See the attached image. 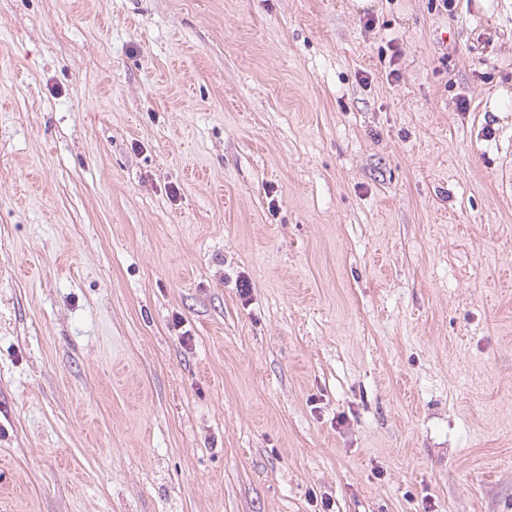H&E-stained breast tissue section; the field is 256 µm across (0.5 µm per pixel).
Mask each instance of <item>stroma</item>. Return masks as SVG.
<instances>
[{"label": "stroma", "instance_id": "stroma-1", "mask_svg": "<svg viewBox=\"0 0 512 512\" xmlns=\"http://www.w3.org/2000/svg\"><path fill=\"white\" fill-rule=\"evenodd\" d=\"M495 3L0 0V512H512Z\"/></svg>", "mask_w": 512, "mask_h": 512}]
</instances>
